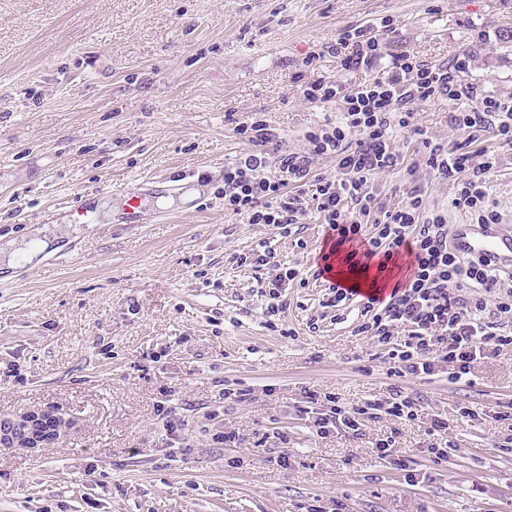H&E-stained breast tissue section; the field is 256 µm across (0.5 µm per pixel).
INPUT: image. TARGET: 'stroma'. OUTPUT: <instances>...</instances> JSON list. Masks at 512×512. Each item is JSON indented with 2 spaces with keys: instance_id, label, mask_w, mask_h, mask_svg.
Masks as SVG:
<instances>
[{
  "instance_id": "35a3bbf8",
  "label": "stroma",
  "mask_w": 512,
  "mask_h": 512,
  "mask_svg": "<svg viewBox=\"0 0 512 512\" xmlns=\"http://www.w3.org/2000/svg\"><path fill=\"white\" fill-rule=\"evenodd\" d=\"M388 15L390 53L468 56L465 81L512 97L500 40L512 0H0V421L66 422L38 447L0 445V512H512V424L496 417L512 403V352L469 385L406 379L448 421L445 461H431L417 421L317 434L298 411L305 390L381 400L386 370L355 331L357 303L340 321L324 307L316 215L284 237L224 211V165L248 148L236 121L257 116L304 150L342 104L307 103L295 76L361 81L318 51ZM455 107L418 104L416 121L433 141L498 155L488 192L512 225V148L491 129L469 141ZM394 147L403 166L370 183L379 208L415 184L448 224L466 222L422 142L400 131ZM198 171L210 183L196 210L166 197V219L116 223L124 187ZM85 191L98 194V223L50 221ZM263 244L302 277L272 320L258 291L275 270L244 262ZM60 251L69 260L53 262ZM228 387L249 399L225 400ZM172 418L188 447H171ZM393 427L405 471L371 451ZM227 431L236 443H220Z\"/></svg>"
}]
</instances>
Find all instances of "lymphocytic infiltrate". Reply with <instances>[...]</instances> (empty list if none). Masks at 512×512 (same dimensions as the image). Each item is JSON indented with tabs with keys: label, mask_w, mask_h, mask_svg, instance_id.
Here are the masks:
<instances>
[{
	"label": "lymphocytic infiltrate",
	"mask_w": 512,
	"mask_h": 512,
	"mask_svg": "<svg viewBox=\"0 0 512 512\" xmlns=\"http://www.w3.org/2000/svg\"><path fill=\"white\" fill-rule=\"evenodd\" d=\"M396 30L395 20L387 17L375 27H345L322 45V54L336 58L343 69L364 71L365 77L355 84L330 77L300 84L308 103L343 104L338 121L306 132L303 151L283 150L266 121L251 117L236 125L249 144L247 152L224 166L225 212L285 233L313 214L337 246H348L350 256L377 260L382 270L401 256L410 258L408 272L385 301L371 298L360 305L357 331L381 349L391 380L387 397L349 406L335 395L306 391L302 411L312 416L319 434L339 428L359 437L383 414L422 421L431 435L447 433V420L424 412L404 379L432 376L444 367L450 383L467 384L479 363L512 351V278L457 252L448 240L445 214L427 209L421 188L411 187L405 202L384 211L373 226L361 222L375 208L371 178L402 163L393 146L401 129L421 139L426 163L439 179L455 183V209L480 224L500 221L487 192L497 156L478 161L463 147L445 149L416 123L415 108L434 99L468 100L471 109L452 113L451 122L471 135L496 129L512 147V97L463 82L468 58L432 65L406 53L390 54L385 37ZM323 157L335 158L336 176L316 173ZM398 328L408 332L400 343L393 340ZM322 400L329 403L328 412H317Z\"/></svg>",
	"instance_id": "f902f5d3"
}]
</instances>
